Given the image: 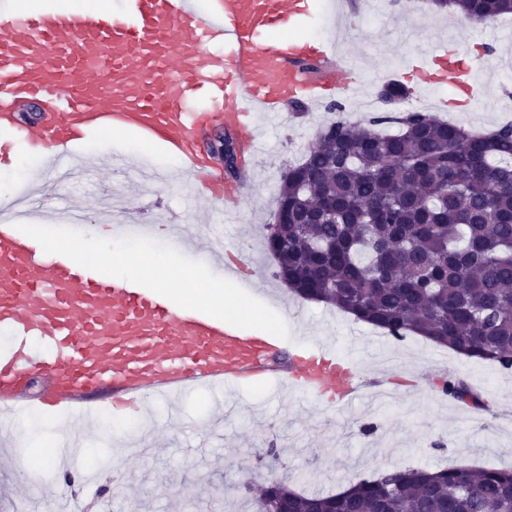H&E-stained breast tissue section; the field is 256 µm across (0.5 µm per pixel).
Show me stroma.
I'll use <instances>...</instances> for the list:
<instances>
[{"label": "stroma", "mask_w": 512, "mask_h": 512, "mask_svg": "<svg viewBox=\"0 0 512 512\" xmlns=\"http://www.w3.org/2000/svg\"><path fill=\"white\" fill-rule=\"evenodd\" d=\"M341 24L348 37L338 46L359 55L363 100L373 112L383 111L376 91L392 81L396 68L456 43L475 54L470 80L476 98L466 115L472 129L512 121V41H490L461 14L429 10L425 0L387 6L365 0L359 14ZM331 118L329 109L314 112L302 104L286 112L281 126L259 120L270 148L254 162L250 187L222 225L225 240L241 249L238 287L287 314L288 341L326 346L340 356L359 344L355 364L367 384L365 396L350 407L332 408L290 388L246 385L221 399L192 394L173 411L157 404L153 430L171 440L165 457L134 458L140 431L129 428L116 446L106 421L84 434L85 451L68 470L46 464L0 471V512L54 497L65 488L64 473L78 480L89 469L98 474L91 512H247L237 489L247 476L260 481L288 475L299 491L336 493L382 469H512V370L419 336L392 341L383 330L302 299L273 278L263 238L274 221L282 176ZM192 196L191 187L174 176L144 191L139 205L146 215L160 212L171 223L193 224L199 210ZM127 241L174 257L180 278L196 280L202 289L195 302L224 278L206 253L187 251L176 238L131 230ZM451 375L465 378L488 411L442 396L438 385Z\"/></svg>", "instance_id": "1"}]
</instances>
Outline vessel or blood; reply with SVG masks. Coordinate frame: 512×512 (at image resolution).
Instances as JSON below:
<instances>
[{
	"mask_svg": "<svg viewBox=\"0 0 512 512\" xmlns=\"http://www.w3.org/2000/svg\"><path fill=\"white\" fill-rule=\"evenodd\" d=\"M315 0H114L109 9L28 14L0 0V168L18 149L41 159L38 180L0 199V416L51 409L66 439L58 464L83 451L81 429L102 410L140 411L151 400L220 392L243 383L286 381L329 403L350 405L362 390L327 348L283 349L269 337L196 304L176 302L149 277L108 278L88 260L48 256L34 221L74 233L99 213L68 204L44 212L37 196L86 158L94 139L129 134L172 155L199 204L216 211L236 197L223 164L206 150L212 130L236 134L241 153L261 151L256 118L283 121L294 102L319 105L332 93L355 99L358 59L333 39L273 40L309 19ZM420 68L440 87L462 63L447 54ZM39 106L27 120L23 103ZM214 263L237 273L233 249L212 240Z\"/></svg>",
	"mask_w": 512,
	"mask_h": 512,
	"instance_id": "b4317fda",
	"label": "vessel or blood"
}]
</instances>
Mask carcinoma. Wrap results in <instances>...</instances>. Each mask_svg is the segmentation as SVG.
I'll list each match as a JSON object with an SVG mask.
<instances>
[{"mask_svg": "<svg viewBox=\"0 0 512 512\" xmlns=\"http://www.w3.org/2000/svg\"><path fill=\"white\" fill-rule=\"evenodd\" d=\"M485 23L512 0H430ZM392 104L358 126L340 118L288 168L267 230L273 277L298 296L399 338L409 333L459 355L512 369V125L469 131ZM395 124L394 134L376 130ZM441 392L486 405L463 381ZM256 512H512V469H385L336 494H302L267 478Z\"/></svg>", "mask_w": 512, "mask_h": 512, "instance_id": "obj_1", "label": "carcinoma"}]
</instances>
